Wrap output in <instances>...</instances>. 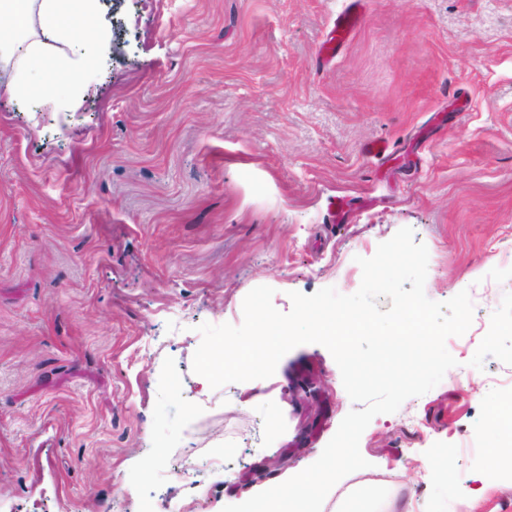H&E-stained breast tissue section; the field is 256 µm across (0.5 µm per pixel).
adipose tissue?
Here are the masks:
<instances>
[{"label": "adipose tissue", "mask_w": 512, "mask_h": 512, "mask_svg": "<svg viewBox=\"0 0 512 512\" xmlns=\"http://www.w3.org/2000/svg\"><path fill=\"white\" fill-rule=\"evenodd\" d=\"M100 0H0V58L17 56L18 67L8 87L18 99L49 97L76 103L89 90L86 56L106 49L108 30L100 25ZM39 24L41 35L32 38L29 29ZM95 38L84 45L85 53L71 57L61 45L80 39L84 32Z\"/></svg>", "instance_id": "1"}]
</instances>
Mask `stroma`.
I'll return each mask as SVG.
<instances>
[{
  "label": "stroma",
  "mask_w": 512,
  "mask_h": 512,
  "mask_svg": "<svg viewBox=\"0 0 512 512\" xmlns=\"http://www.w3.org/2000/svg\"><path fill=\"white\" fill-rule=\"evenodd\" d=\"M347 2L104 0L111 42L72 109L19 102L0 69V512H222L314 463L353 407L331 353L214 389L196 328L240 325L261 285L283 313L293 291L355 293L403 227L427 297L468 291L473 321L321 512L364 486L396 512H512V479L477 475L512 447L487 434L512 406V0H367L321 66ZM441 470L472 503L436 495ZM362 0H352L349 5L336 15L333 27L327 33L325 49L334 56L340 53L351 36L358 30L361 22Z\"/></svg>",
  "instance_id": "stroma-1"
}]
</instances>
